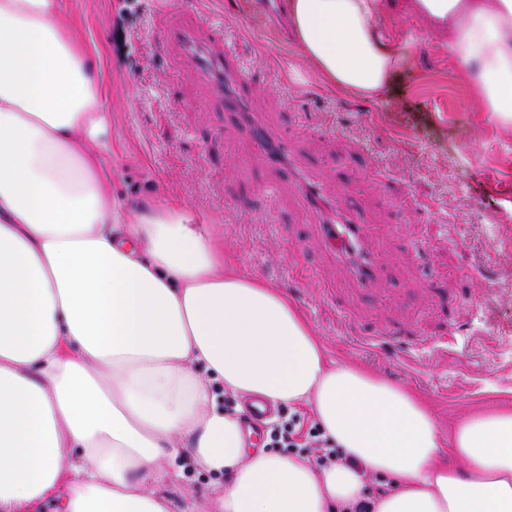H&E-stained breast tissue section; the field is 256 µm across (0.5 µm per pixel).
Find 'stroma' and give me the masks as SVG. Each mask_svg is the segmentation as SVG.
<instances>
[{"label": "stroma", "instance_id": "stroma-1", "mask_svg": "<svg viewBox=\"0 0 512 512\" xmlns=\"http://www.w3.org/2000/svg\"><path fill=\"white\" fill-rule=\"evenodd\" d=\"M66 2L102 55L113 199L180 202L217 222L235 269L285 292L330 358L422 395L442 426L512 401V128L479 106L414 0H382L374 18L409 56L376 99L330 92L260 0H179L172 12L166 0ZM219 15L241 30L258 125L293 145L279 165L163 37ZM309 175L331 208L372 226L388 275L368 299L300 202Z\"/></svg>", "mask_w": 512, "mask_h": 512}]
</instances>
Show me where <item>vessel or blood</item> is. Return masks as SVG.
<instances>
[{"label": "vessel or blood", "instance_id": "b4317fda", "mask_svg": "<svg viewBox=\"0 0 512 512\" xmlns=\"http://www.w3.org/2000/svg\"><path fill=\"white\" fill-rule=\"evenodd\" d=\"M234 31L216 32L206 28L204 33L185 30L174 25L168 28L167 38L189 56L196 68L208 77L207 86L214 100L236 118H243L251 104L247 72L233 54L230 43ZM323 236L337 257L344 259L360 291H368L384 273L383 265L372 255L368 243V227L356 214H342L337 224L323 227Z\"/></svg>", "mask_w": 512, "mask_h": 512}]
</instances>
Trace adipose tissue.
<instances>
[{"mask_svg": "<svg viewBox=\"0 0 512 512\" xmlns=\"http://www.w3.org/2000/svg\"><path fill=\"white\" fill-rule=\"evenodd\" d=\"M329 91L386 93L406 51L378 0H286ZM477 99L512 125V0H415ZM65 0H0V512H512V405L442 434L417 393L324 345L287 295L239 274L183 205L121 209L100 53ZM308 407L340 461L246 446L210 390ZM191 456L226 482L173 496Z\"/></svg>", "mask_w": 512, "mask_h": 512, "instance_id": "ef3b65f1", "label": "adipose tissue"}]
</instances>
